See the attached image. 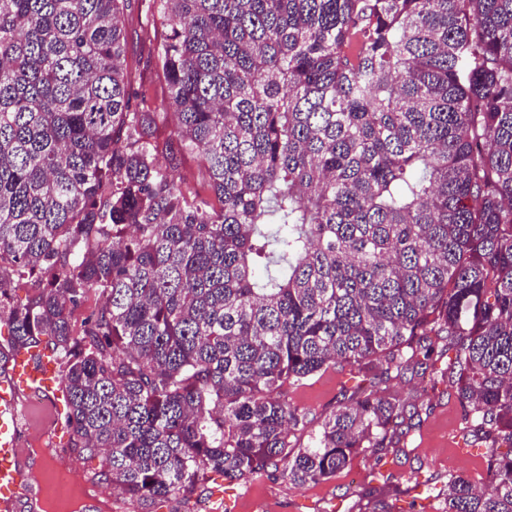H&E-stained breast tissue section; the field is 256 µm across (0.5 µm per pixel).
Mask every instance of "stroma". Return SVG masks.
Masks as SVG:
<instances>
[{
  "label": "stroma",
  "instance_id": "stroma-1",
  "mask_svg": "<svg viewBox=\"0 0 512 512\" xmlns=\"http://www.w3.org/2000/svg\"><path fill=\"white\" fill-rule=\"evenodd\" d=\"M131 4L125 25L130 33L127 58L132 100H147L153 111L165 113L166 119L157 131L158 139L163 140L173 129L174 119L166 114L167 86L155 66L152 46L165 38L168 26L163 18H156L150 41L137 39L136 32L148 3L131 0ZM360 381L351 367L335 366L301 385L286 388L285 398L307 411L309 429L314 432L324 416L336 407L343 392L353 390ZM391 391L402 401L417 403L420 409L419 421L406 440V456L389 455L379 461L365 452L332 480L303 488L290 484L278 469L245 482H231L212 472L206 482L208 491L221 492L225 512H359V492L387 486L394 490L393 512H441L443 500L433 495V488H444L452 475L482 486L487 457L495 451L503 454L512 449L505 443L474 440L468 432L465 408L446 382L417 377L407 383L392 382ZM20 403V447L38 444L59 449L78 484L94 490V502L85 505L83 512H96L100 507L105 512H179V503L171 497L154 500L144 507L124 496L101 478V458L79 453L73 435L36 437V430L45 428L56 414L49 394L26 392L21 394Z\"/></svg>",
  "mask_w": 512,
  "mask_h": 512
}]
</instances>
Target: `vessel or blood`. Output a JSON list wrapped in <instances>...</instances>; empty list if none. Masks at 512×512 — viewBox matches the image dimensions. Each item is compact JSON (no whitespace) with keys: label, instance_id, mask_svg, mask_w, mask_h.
Masks as SVG:
<instances>
[{"label":"vessel or blood","instance_id":"b4317fda","mask_svg":"<svg viewBox=\"0 0 512 512\" xmlns=\"http://www.w3.org/2000/svg\"><path fill=\"white\" fill-rule=\"evenodd\" d=\"M9 375L7 387L0 388V512H15L17 492L26 482L19 463L23 450L17 441L16 392H50L59 404L66 397L59 382L58 366L49 354L34 350L15 354L9 364Z\"/></svg>","mask_w":512,"mask_h":512}]
</instances>
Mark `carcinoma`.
Returning <instances> with one entry per match:
<instances>
[{
    "instance_id": "1",
    "label": "carcinoma",
    "mask_w": 512,
    "mask_h": 512,
    "mask_svg": "<svg viewBox=\"0 0 512 512\" xmlns=\"http://www.w3.org/2000/svg\"><path fill=\"white\" fill-rule=\"evenodd\" d=\"M153 2L205 194L130 103V0H0V368L45 345L75 447L142 503L406 454L380 385L440 346L473 437L512 445V0ZM336 364L365 384L308 435L284 387ZM486 478L443 512H512V454Z\"/></svg>"
}]
</instances>
